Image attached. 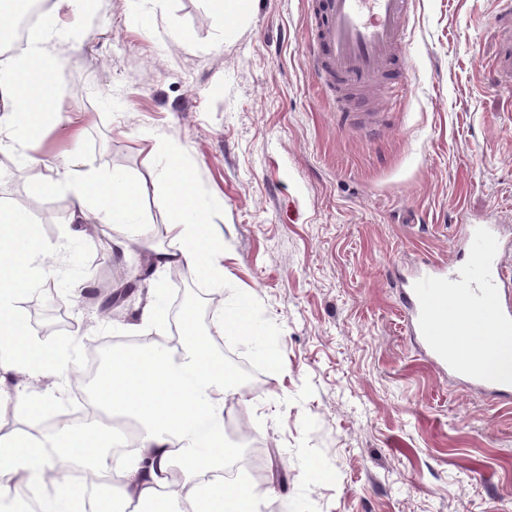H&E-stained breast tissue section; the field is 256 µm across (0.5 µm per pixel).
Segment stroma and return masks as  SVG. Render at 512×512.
<instances>
[{
    "label": "stroma",
    "instance_id": "stroma-1",
    "mask_svg": "<svg viewBox=\"0 0 512 512\" xmlns=\"http://www.w3.org/2000/svg\"><path fill=\"white\" fill-rule=\"evenodd\" d=\"M315 0H252L225 34L210 0H94L61 13L80 40L55 70L58 115L0 176V206L26 200L42 239L64 246L47 278L69 298L87 347L125 334L149 291L171 307L168 276L142 277L136 250L116 252L121 224L63 220L69 193L47 195L65 157L101 177L152 182L177 142L204 209L224 230V280L193 274L216 296L193 315L248 299L251 330L225 347L254 370L224 418L250 432L264 475L240 468L258 512H512V400L442 373L407 331L400 289L424 263L465 261L470 224L499 225L512 244V89L492 63L511 34L497 0H417L405 90L374 124L333 111L310 66ZM186 36L175 42L172 32ZM91 278L90 288L75 286ZM140 278L113 319L101 305Z\"/></svg>",
    "mask_w": 512,
    "mask_h": 512
}]
</instances>
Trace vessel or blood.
<instances>
[{
  "mask_svg": "<svg viewBox=\"0 0 512 512\" xmlns=\"http://www.w3.org/2000/svg\"><path fill=\"white\" fill-rule=\"evenodd\" d=\"M416 0H325L321 21L310 49L319 83L334 86L333 107L357 112L361 106L352 93L379 85L395 69L407 45L408 25ZM467 260L440 270L433 264L404 286L407 327L425 354L445 373L493 397L512 394V380H500L484 368L485 353L467 339L469 317L485 302L494 308L483 329L489 339L512 335V254L502 245L495 225L469 228ZM457 305L458 329L448 330V305Z\"/></svg>",
  "mask_w": 512,
  "mask_h": 512,
  "instance_id": "vessel-or-blood-1",
  "label": "vessel or blood"
}]
</instances>
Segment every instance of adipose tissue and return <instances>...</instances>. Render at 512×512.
<instances>
[{"label": "adipose tissue", "mask_w": 512, "mask_h": 512, "mask_svg": "<svg viewBox=\"0 0 512 512\" xmlns=\"http://www.w3.org/2000/svg\"><path fill=\"white\" fill-rule=\"evenodd\" d=\"M49 35L30 38L15 57L0 60V129L21 128L37 135L57 112V96L48 92L57 62ZM160 173L168 184L157 205L170 216L168 230L179 241L177 250L157 247L151 228L132 223L148 188L146 183L109 184L75 161L65 162L58 178L42 183L54 194L68 190L73 198L69 222L94 218L104 224H125L149 254L155 273L174 266L188 273L204 270L224 278V234L216 225L198 220L197 189L183 162L181 148L167 144ZM57 247L41 239L24 213L0 208V420L11 414L32 415L54 401L53 392L38 382L67 383L75 372L73 353L65 345H48L27 332V315L19 307L22 292L34 289L38 273ZM131 335L142 345L113 352L92 392L100 412L135 419L140 425L136 447L110 457L121 431L111 422L89 417L79 430L62 427L48 442L33 440L22 429L0 436V491L17 477L41 506V512H85L83 498L66 478H49L51 465L85 461L104 480L109 495L100 512H257V501L244 486L225 487L206 479L223 469L231 448L224 431V394L232 390L223 357L201 337L189 335L177 347L159 346L162 307L158 299L144 304ZM180 477V491L170 488Z\"/></svg>", "instance_id": "adipose-tissue-1"}]
</instances>
